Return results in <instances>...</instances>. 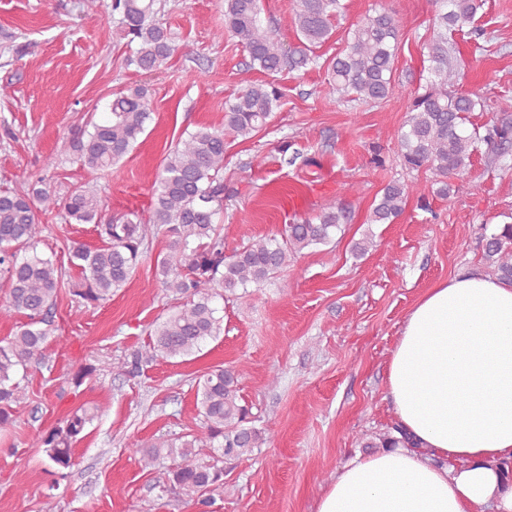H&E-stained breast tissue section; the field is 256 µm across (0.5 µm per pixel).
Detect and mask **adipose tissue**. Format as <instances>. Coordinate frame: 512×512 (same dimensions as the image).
Here are the masks:
<instances>
[{
  "label": "adipose tissue",
  "instance_id": "obj_1",
  "mask_svg": "<svg viewBox=\"0 0 512 512\" xmlns=\"http://www.w3.org/2000/svg\"><path fill=\"white\" fill-rule=\"evenodd\" d=\"M387 390L412 447L346 462L316 512H512V281L473 269L424 292Z\"/></svg>",
  "mask_w": 512,
  "mask_h": 512
}]
</instances>
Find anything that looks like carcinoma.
<instances>
[{
  "label": "carcinoma",
  "mask_w": 512,
  "mask_h": 512,
  "mask_svg": "<svg viewBox=\"0 0 512 512\" xmlns=\"http://www.w3.org/2000/svg\"><path fill=\"white\" fill-rule=\"evenodd\" d=\"M155 2L90 0L104 14L118 16L120 32L136 45L126 63L146 74L160 70L176 50ZM485 4L486 0H439L428 45L426 83L409 93L408 118L394 134L405 168L428 173L441 198L468 190V174L480 145L503 150L512 143V117L506 114L481 129L468 128L470 114L489 111V104L479 91L455 87L460 79L459 49L448 41V32L472 24ZM345 12L344 0H296L299 44L287 51L277 29L262 25L260 0H224V30L217 36L227 31L238 38L250 66L267 76L320 64L336 103H381L394 92L401 20L382 6L372 9L346 28L342 50L321 63L314 49L332 38L334 22ZM280 98L272 82L249 84L224 104V128L202 126L180 140L163 159L145 218L130 213L102 219L98 192L85 185L63 198L43 180L23 191H0V283L8 288L0 317L22 313L27 318L13 336L0 343L1 427L10 423L13 405L24 397L17 374L43 363L53 333L51 310L66 275L55 260L37 253L41 217L60 210L69 224L96 227L98 246L77 244L70 252L71 266L83 277L73 295L83 304L109 301L147 257L153 238L160 234L167 239L166 252L154 264L155 276L176 305L153 329L148 350L133 353L121 364L120 370L129 375L138 373L142 362L154 357L193 355L202 342L221 333L223 318L213 305L215 298L277 276L295 255L330 243L351 221L347 206L329 204L312 217L286 225L279 238L253 239L226 254L216 223L224 209L225 136L253 137L266 125ZM149 119L148 90L130 88L112 101L104 120L87 119L70 149L81 168L95 178L133 149ZM414 189L399 180L388 182L373 203L369 223H394ZM482 253L499 277L512 280V224L483 236ZM245 374L242 365L219 366L204 374L196 392L198 428L178 443L163 440L135 452L148 466L171 460L168 479L186 491L211 490L222 481L224 469L195 461L196 449L213 448L227 462L243 458L266 442V431L253 425L250 409L240 404L239 379ZM90 420L87 410L78 409L41 437L46 455L58 470L73 467L74 445ZM395 431L393 426L377 434L364 447H396Z\"/></svg>",
  "instance_id": "obj_1"
}]
</instances>
